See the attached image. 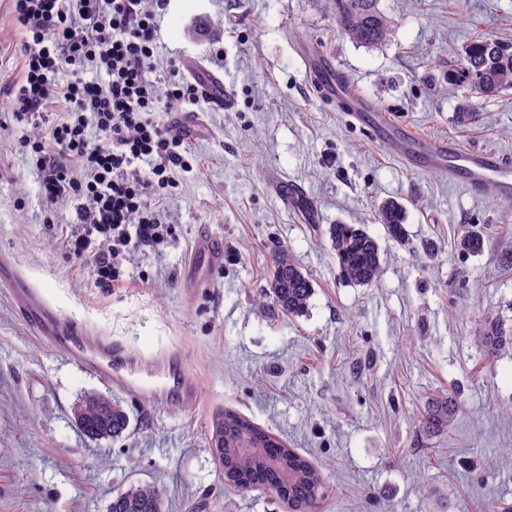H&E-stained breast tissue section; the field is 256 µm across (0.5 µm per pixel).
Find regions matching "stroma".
<instances>
[{
  "instance_id": "obj_1",
  "label": "stroma",
  "mask_w": 512,
  "mask_h": 512,
  "mask_svg": "<svg viewBox=\"0 0 512 512\" xmlns=\"http://www.w3.org/2000/svg\"><path fill=\"white\" fill-rule=\"evenodd\" d=\"M392 31L378 47L341 35L329 0H169L152 79H188V62L223 73L231 104L199 107L162 191L170 234L127 255L122 281L93 284L64 240L70 200L43 204L20 135L47 136L64 104L17 128L6 86L23 76L24 31L0 0V255L67 317L138 358L180 349L198 389L189 406L144 410L132 388L89 374L52 347L0 288V512H108L118 493L159 481L165 512H288L265 491L226 487L210 447L232 409L312 459L328 493L313 512H512V347L486 354L489 318L512 328V200L408 167L316 91L299 52L327 55L351 86L415 135L512 158V91L457 119L448 74L471 37L512 42V0H380ZM305 203H286L282 186ZM407 209L388 239L376 209ZM357 224L381 246L380 281L341 278L329 225ZM224 239L207 287L180 274L198 233ZM471 230L484 246H457ZM310 278L307 312L263 302L274 254ZM456 393L450 430L423 429L427 401ZM110 395L129 417L116 439L76 427L82 396Z\"/></svg>"
}]
</instances>
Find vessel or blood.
<instances>
[{
  "instance_id": "1",
  "label": "vessel or blood",
  "mask_w": 512,
  "mask_h": 512,
  "mask_svg": "<svg viewBox=\"0 0 512 512\" xmlns=\"http://www.w3.org/2000/svg\"><path fill=\"white\" fill-rule=\"evenodd\" d=\"M305 66L315 86L337 108L359 125L371 138L409 165L428 172L447 173L451 181L472 194H480L488 183H495L500 195L512 197V159L491 151L460 150L447 140H427L395 125L372 101L348 91L344 78L331 61L304 55ZM201 93L213 109L229 106L224 90V76L206 71L194 72ZM224 243L220 238L201 236L188 262L183 285L198 288L208 274L222 264ZM11 289L15 302L39 335L68 359L89 373L121 387L130 383L140 368V361L111 339L99 336L78 322L59 316L34 289L20 283L11 268L0 270V287ZM150 366L156 383L141 386V401L146 409L176 404H191L197 397L190 383L185 360L168 353Z\"/></svg>"
}]
</instances>
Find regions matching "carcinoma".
Segmentation results:
<instances>
[{"instance_id": "cac0c4a2", "label": "carcinoma", "mask_w": 512, "mask_h": 512, "mask_svg": "<svg viewBox=\"0 0 512 512\" xmlns=\"http://www.w3.org/2000/svg\"><path fill=\"white\" fill-rule=\"evenodd\" d=\"M332 4L338 28L355 44L374 47L389 34L391 21L379 9V0H332ZM449 85L454 91L462 87L468 90L458 107L463 115L473 111L471 98L495 97L512 89V43L474 37L466 45ZM378 220L389 239L400 244L407 240L406 211L400 204H382ZM327 233L344 280L363 286L379 281L383 261L375 238L353 224H331ZM483 245V236L477 231L465 233L458 242V247L468 253L480 252ZM313 293L311 280L302 268L288 251H279L265 299L281 312L299 316L307 311ZM481 345L491 355L505 345H512V329L488 324ZM459 409L456 395L439 393L428 403L425 428L450 429ZM73 417L78 428L94 439L117 437L129 424L124 409L101 393L76 402ZM210 445L219 467L230 470L239 488L270 492L288 504L289 512H307L326 492L322 473L313 462L236 410L226 409L213 418ZM163 507V486L140 482L113 498L109 512H163Z\"/></svg>"}]
</instances>
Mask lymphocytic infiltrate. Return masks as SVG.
<instances>
[{
  "mask_svg": "<svg viewBox=\"0 0 512 512\" xmlns=\"http://www.w3.org/2000/svg\"><path fill=\"white\" fill-rule=\"evenodd\" d=\"M25 34L24 78L6 102L14 121L41 119L63 98L65 117L46 139L25 145L42 201L76 200L70 253L89 260L94 284L118 282V259L159 244L164 227L152 201L172 169L190 161L185 137L159 120L167 99L200 101L196 84L159 96L149 75L156 18L168 0H11ZM71 79L59 84L60 71Z\"/></svg>",
  "mask_w": 512,
  "mask_h": 512,
  "instance_id": "f902f5d3",
  "label": "lymphocytic infiltrate"
}]
</instances>
